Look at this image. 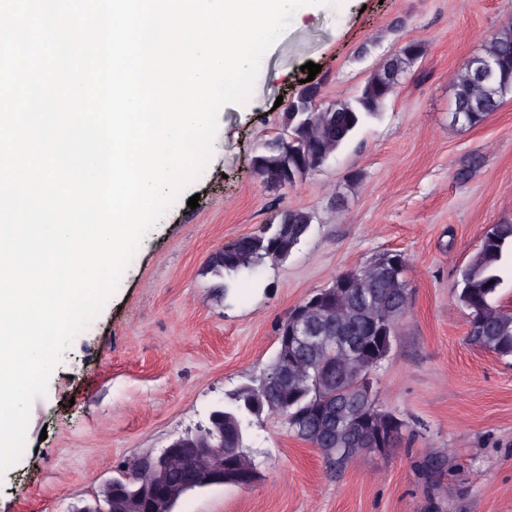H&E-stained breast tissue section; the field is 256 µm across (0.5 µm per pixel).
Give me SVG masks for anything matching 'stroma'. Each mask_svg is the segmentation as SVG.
<instances>
[{"label": "stroma", "mask_w": 512, "mask_h": 512, "mask_svg": "<svg viewBox=\"0 0 512 512\" xmlns=\"http://www.w3.org/2000/svg\"><path fill=\"white\" fill-rule=\"evenodd\" d=\"M511 19L507 0H345L293 18L251 99L221 108L207 166L33 402L22 457L0 476V512H72L130 459L207 424L270 364L294 306L388 251L404 255L413 296L373 385L409 438L338 472L265 413L246 434L258 483L190 493L175 512H512V358L469 342L454 295L487 228L512 223V95L477 126L451 120L461 65ZM408 41L424 45L423 58L335 157L285 188L253 176L254 149L279 128L274 103L293 96L306 63L320 65L322 99L333 102ZM287 206L313 214L288 261L216 289L209 255L262 233ZM429 456L446 459L433 481L419 470Z\"/></svg>", "instance_id": "stroma-1"}]
</instances>
